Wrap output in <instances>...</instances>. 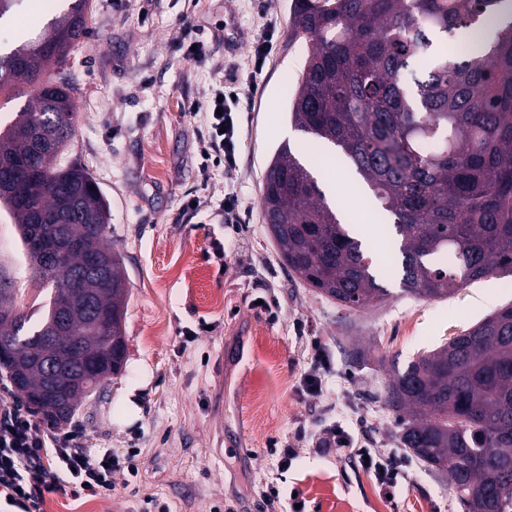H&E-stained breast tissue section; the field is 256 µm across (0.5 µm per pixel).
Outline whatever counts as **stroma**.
<instances>
[{"label":"stroma","instance_id":"obj_1","mask_svg":"<svg viewBox=\"0 0 512 512\" xmlns=\"http://www.w3.org/2000/svg\"><path fill=\"white\" fill-rule=\"evenodd\" d=\"M294 0H92L90 33L47 70L73 87L74 136L66 157L85 165L107 197L104 243L122 257L129 287L126 364L99 395L82 400L70 426L97 454L134 453L137 476L121 469L95 499L59 493L68 512H271L258 493L286 476L307 512H468L447 474L414 457L395 500L351 466L345 450L319 454L328 426L363 420L374 448L400 449L401 425L385 404L393 367L436 349L512 303V274H497L444 300L403 293L392 244L353 169L314 135L293 129L288 105L306 45L291 28ZM66 0H28L0 21V48L40 35ZM199 30L205 55L180 46L182 26ZM273 30L274 52L251 72L254 46ZM254 83L241 95L237 166L201 185L196 125L184 103L218 83ZM301 159L325 157L335 172L322 190L363 240L389 295L357 312L340 307L283 266L261 205L269 161L281 145ZM233 190L249 212L236 234L211 211ZM199 197L200 210L184 207ZM228 244L225 265L213 256ZM0 271L15 306L39 321L50 296L31 266L13 217L0 207ZM274 297L276 319L255 308ZM207 330H200V323ZM322 365L312 396L302 377ZM294 446L287 473L272 447Z\"/></svg>","mask_w":512,"mask_h":512}]
</instances>
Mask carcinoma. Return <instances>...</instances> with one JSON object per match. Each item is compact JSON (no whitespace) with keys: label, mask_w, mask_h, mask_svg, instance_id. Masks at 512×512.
Instances as JSON below:
<instances>
[{"label":"carcinoma","mask_w":512,"mask_h":512,"mask_svg":"<svg viewBox=\"0 0 512 512\" xmlns=\"http://www.w3.org/2000/svg\"><path fill=\"white\" fill-rule=\"evenodd\" d=\"M505 0H295L294 35L306 56L291 97L294 126L337 149L380 202L392 231L401 290L445 299L498 272H512V21L482 57L456 58L448 39ZM88 0H73L43 34L0 52V91H21L63 62L88 30ZM72 88L47 81L0 131V195L28 259L43 237L81 241L39 271L52 292L40 323L0 314V367L15 391L59 426L45 396L52 364L61 401L75 406L122 366L128 285L121 256L103 245L109 203L89 170L64 160L73 135ZM262 207L279 259L349 310L388 296L360 239L325 201L288 144L272 156ZM101 259L91 280L97 315L63 327L60 297L82 302L75 273ZM389 407L407 453L448 479L469 512H512V305L429 354L394 369Z\"/></svg>","instance_id":"1"}]
</instances>
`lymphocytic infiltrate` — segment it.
Returning <instances> with one entry per match:
<instances>
[{"mask_svg": "<svg viewBox=\"0 0 512 512\" xmlns=\"http://www.w3.org/2000/svg\"><path fill=\"white\" fill-rule=\"evenodd\" d=\"M240 87L211 89L207 100L184 105L183 113L196 119L199 173L210 180L214 169L231 173L236 165L239 119L231 105ZM359 428L336 425L318 440L316 448L327 453L335 448L349 449L361 461L382 494H395L410 473L403 458L370 448L360 437ZM136 473L132 457H93L82 443L79 430L56 434L37 421L24 404H0V502L7 512H44L47 497L68 491L76 499L98 497L112 488V473L120 468Z\"/></svg>", "mask_w": 512, "mask_h": 512, "instance_id": "lymphocytic-infiltrate-1", "label": "lymphocytic infiltrate"}]
</instances>
